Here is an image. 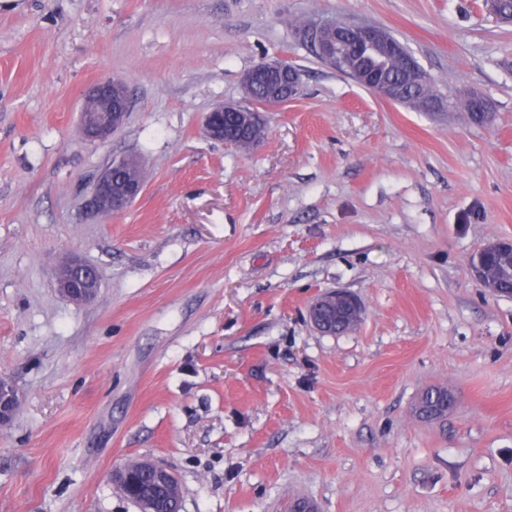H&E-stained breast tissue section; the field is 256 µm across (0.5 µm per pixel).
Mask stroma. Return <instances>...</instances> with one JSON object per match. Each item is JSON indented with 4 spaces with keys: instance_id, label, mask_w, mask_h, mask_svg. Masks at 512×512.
<instances>
[{
    "instance_id": "35a3bbf8",
    "label": "stroma",
    "mask_w": 512,
    "mask_h": 512,
    "mask_svg": "<svg viewBox=\"0 0 512 512\" xmlns=\"http://www.w3.org/2000/svg\"><path fill=\"white\" fill-rule=\"evenodd\" d=\"M391 32L481 124L388 101L324 65L305 26ZM283 61L299 96L262 110L243 150L206 113ZM123 129L85 140L99 80ZM132 155L147 179L122 214L91 182ZM512 239V21L490 0H0V512H137L114 467L151 460L180 512H512V297L469 269ZM100 292L55 287L71 257ZM344 289L359 326L306 315ZM455 393L437 422L424 391ZM129 107L126 87L114 80H101L84 96L80 121L83 133L91 139H106L124 123ZM336 304L343 305L359 319L363 317V308L358 298L348 291L337 289L319 297L309 308V320L318 331L327 333V325L321 317L322 309ZM6 391V395L4 393ZM19 404L18 392L6 377H0V428L8 426Z\"/></svg>"
}]
</instances>
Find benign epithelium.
<instances>
[{"instance_id":"benign-epithelium-1","label":"benign epithelium","mask_w":512,"mask_h":512,"mask_svg":"<svg viewBox=\"0 0 512 512\" xmlns=\"http://www.w3.org/2000/svg\"><path fill=\"white\" fill-rule=\"evenodd\" d=\"M324 30L337 32L349 41H358L364 45L368 53L381 60L391 57L407 71L423 75V69L404 46L403 43L392 39L387 31L380 26L349 24L325 20L317 24L313 32ZM353 80L371 89L386 100H394L397 89L389 83L375 84V74L367 68L352 71ZM288 81V93H275L274 104L279 105L294 99L300 92L302 82L300 73L282 61L262 62L256 68L250 69L244 76V90L248 91L257 84L274 83L281 87L283 81ZM129 107V95L126 87L114 80H101L96 83L84 96L80 121L83 133L91 139H106L116 133L124 123ZM237 112L242 121L241 130H248L260 121L258 111L239 105H223L215 108L205 116V129L209 137L225 143L230 139L224 136V113ZM137 162L123 158L115 164H109L97 177L90 199L91 209L99 216L117 215L123 212L144 190V184L137 178H130L115 194L112 192V170L116 167L133 169ZM508 248L512 249L511 239H497L486 244L471 258L470 268L475 277H480L483 261L490 253ZM57 287L62 295L77 305L93 300L98 293L99 277L97 271L79 260L74 259L57 274ZM343 305L355 317H363V308L356 296L348 291L337 289L317 300L309 308L308 317L313 326L320 332H326L321 312L329 305ZM19 404L18 392L13 383L6 377H0V428L8 426L14 417Z\"/></svg>"}]
</instances>
